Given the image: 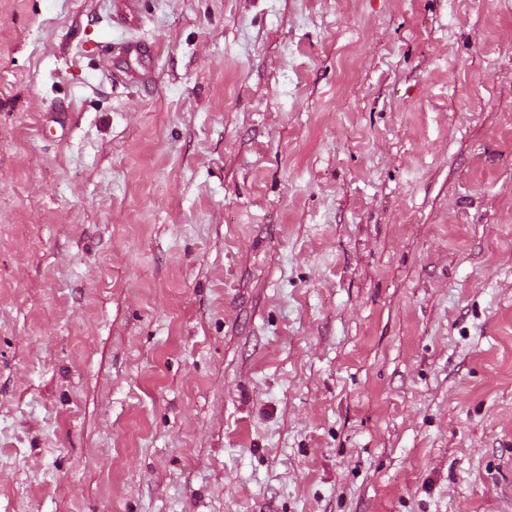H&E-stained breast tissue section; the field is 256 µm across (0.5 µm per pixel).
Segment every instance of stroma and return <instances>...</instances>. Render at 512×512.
Returning <instances> with one entry per match:
<instances>
[{
  "label": "stroma",
  "mask_w": 512,
  "mask_h": 512,
  "mask_svg": "<svg viewBox=\"0 0 512 512\" xmlns=\"http://www.w3.org/2000/svg\"><path fill=\"white\" fill-rule=\"evenodd\" d=\"M508 482L512 0H0V512ZM119 53L125 58L135 56L136 63L143 70V73H139L136 70L123 72L125 79L144 83L145 76L150 73L151 69L152 48L142 40H128L121 45Z\"/></svg>",
  "instance_id": "stroma-1"
}]
</instances>
